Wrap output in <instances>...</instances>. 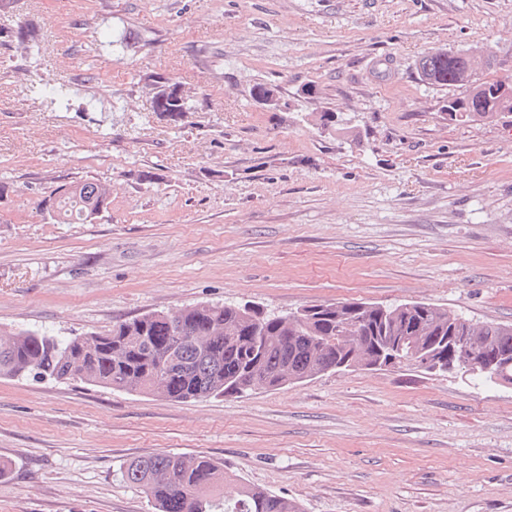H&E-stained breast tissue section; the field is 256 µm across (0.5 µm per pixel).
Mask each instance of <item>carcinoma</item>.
I'll return each instance as SVG.
<instances>
[{
	"label": "carcinoma",
	"instance_id": "cac0c4a2",
	"mask_svg": "<svg viewBox=\"0 0 512 512\" xmlns=\"http://www.w3.org/2000/svg\"><path fill=\"white\" fill-rule=\"evenodd\" d=\"M462 51L427 52L418 60L422 80L432 86L459 88L467 73ZM153 90V109L178 117L191 111L176 96L178 81L162 74L145 78ZM512 112L492 90L467 98L462 110ZM102 184L84 180L57 188L54 212L73 224L107 208ZM434 303L389 305L357 302L355 309L320 303L283 315L236 303H197L176 310L153 311L112 324L108 333L59 339L30 332L0 336V377L30 373L127 393L158 394L174 401L209 396H242L252 387L276 390L299 383L343 364L359 350L367 363L386 364V342L393 336H416L422 349L450 354L449 339L472 335L475 323ZM356 330L345 337L343 324ZM479 342L455 356L456 366L478 385H512V324L485 321ZM99 340L83 352L85 344ZM494 362L487 373L472 372L473 362ZM122 479L143 489L155 512H299L291 499L238 485L224 495L230 478L224 466L205 457L170 452L132 460Z\"/></svg>",
	"mask_w": 512,
	"mask_h": 512
}]
</instances>
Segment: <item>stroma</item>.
<instances>
[{
    "mask_svg": "<svg viewBox=\"0 0 512 512\" xmlns=\"http://www.w3.org/2000/svg\"><path fill=\"white\" fill-rule=\"evenodd\" d=\"M476 45L512 77V0H0V331L63 339L217 301L512 323V113L450 120L454 89L417 71ZM156 73L191 112L153 111ZM85 179L110 205L58 223L55 188ZM162 451L302 512H512V386L402 367L176 402L0 378V512H153L122 472Z\"/></svg>",
    "mask_w": 512,
    "mask_h": 512,
    "instance_id": "stroma-1",
    "label": "stroma"
}]
</instances>
